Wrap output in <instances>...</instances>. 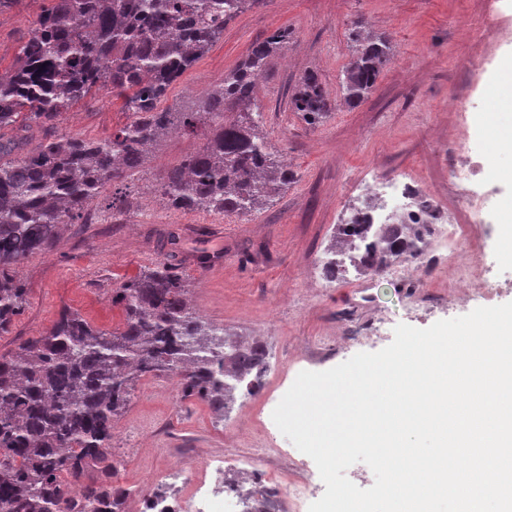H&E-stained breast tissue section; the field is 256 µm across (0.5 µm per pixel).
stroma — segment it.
Segmentation results:
<instances>
[{
    "label": "stroma",
    "instance_id": "obj_1",
    "mask_svg": "<svg viewBox=\"0 0 512 512\" xmlns=\"http://www.w3.org/2000/svg\"><path fill=\"white\" fill-rule=\"evenodd\" d=\"M47 4L14 0L0 10V72L12 69ZM357 22L388 36L392 56L373 93L351 108L342 101L340 77ZM277 31L289 33L288 44L270 60L255 94L268 143L296 175L279 197L258 212L218 218L175 210L162 195L145 194V185L160 184L168 168L204 143L198 133L173 134L126 181L125 205L113 204V189L105 187L87 206L100 223L68 225L49 251L18 268L27 303L0 336V354L48 333L65 309L106 331L121 327L124 315L112 303L113 289L166 260L206 320L264 343L273 375L263 381V393L237 396L222 416L203 400L184 398L169 376L138 378L112 430V452L120 461L112 480L138 495L150 489L155 473L182 459L183 449L236 452L235 435L266 422L264 396L282 399L283 379L328 370L363 352V344L348 343L349 326L384 316L390 339L398 324L423 329L472 311L430 251L406 278L373 275L374 303L366 309L354 306L355 276L328 287L316 278L336 224L346 209L366 201L371 177H415L455 223L491 224L487 263L498 288L492 302H512V260L502 250L512 236L505 215L512 179L502 177L512 170V147L495 145L483 121L497 107L500 68L512 59V0H268L225 26L168 89L162 108H181L217 88L255 41ZM309 69L320 73L335 105L315 128L289 106ZM128 120L122 99L99 88L61 113L54 133L99 139ZM454 150L480 155L492 173L495 193L481 213L469 210L467 192L448 162ZM173 233L180 237L174 252L167 244Z\"/></svg>",
    "mask_w": 512,
    "mask_h": 512
}]
</instances>
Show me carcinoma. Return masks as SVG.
I'll list each match as a JSON object with an SVG mask.
<instances>
[{
  "instance_id": "obj_1",
  "label": "carcinoma",
  "mask_w": 512,
  "mask_h": 512,
  "mask_svg": "<svg viewBox=\"0 0 512 512\" xmlns=\"http://www.w3.org/2000/svg\"><path fill=\"white\" fill-rule=\"evenodd\" d=\"M265 0H51L21 48L13 69L0 73V131L25 116L23 133L51 128L79 98L108 84L124 99L130 120L112 135L51 139L13 157L25 136L0 134V335L26 304L16 275L21 260L49 250L66 224L110 182L131 177L164 136L207 128L195 154L170 168L161 192L177 210L247 215L293 182L260 132L256 77L286 47L276 32L191 112L159 109L167 89L222 35L238 14ZM352 57L341 82L355 107L376 87L391 59L382 35L351 29ZM291 110L317 127L332 112L320 76L305 73ZM348 240L364 243L362 269L383 271L392 255L414 254L415 239L389 229L365 242L368 225L348 224ZM112 302L125 314L109 332L65 310L44 336L21 341L0 356V512H118L122 500L107 483L117 469L109 453L115 419L143 375H174L183 395L218 411L232 381L264 362L265 346H242L189 305L184 281L166 263L123 283ZM86 479L78 499L68 479Z\"/></svg>"
}]
</instances>
